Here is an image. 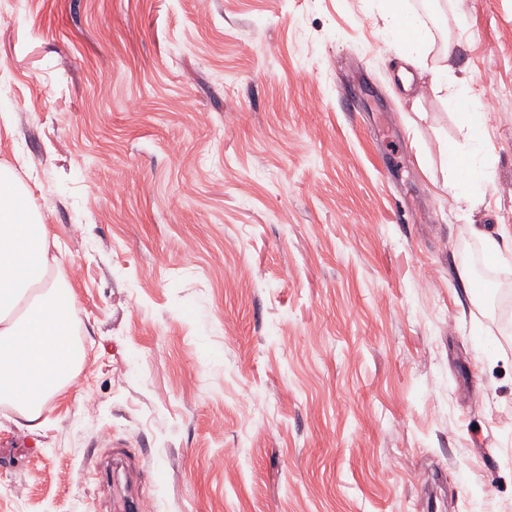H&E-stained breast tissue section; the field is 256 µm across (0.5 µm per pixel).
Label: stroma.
<instances>
[{"label":"stroma","mask_w":512,"mask_h":512,"mask_svg":"<svg viewBox=\"0 0 512 512\" xmlns=\"http://www.w3.org/2000/svg\"><path fill=\"white\" fill-rule=\"evenodd\" d=\"M0 0V161L58 236L84 368L0 405V512H512V328L468 291L512 225V0ZM492 107L486 209L442 188ZM361 90L350 106L343 87ZM383 2L386 3L384 18L389 34L397 41L407 43L416 52V57L421 58L428 42V33L423 23L420 20L404 21L402 1L384 0ZM474 235L481 240L486 252L498 259H503V253L512 252V225H498L496 236L485 234L481 229L474 227Z\"/></svg>","instance_id":"1"}]
</instances>
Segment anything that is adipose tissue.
I'll return each instance as SVG.
<instances>
[{"label": "adipose tissue", "instance_id": "obj_1", "mask_svg": "<svg viewBox=\"0 0 512 512\" xmlns=\"http://www.w3.org/2000/svg\"><path fill=\"white\" fill-rule=\"evenodd\" d=\"M385 3L389 34L423 52L428 42L423 23L405 21L401 0ZM433 84L449 87L447 68L435 72ZM452 90L468 110L463 143L448 149L453 165L446 186L466 214L483 205L493 175L494 160L482 132L494 116L470 104L464 86ZM25 194L14 169L0 163V404L34 431L43 426L49 402L76 385L85 352L70 332L76 298L65 257L42 215L20 207Z\"/></svg>", "mask_w": 512, "mask_h": 512}]
</instances>
